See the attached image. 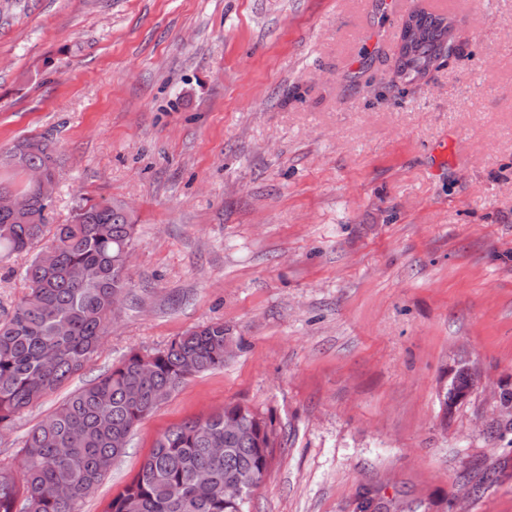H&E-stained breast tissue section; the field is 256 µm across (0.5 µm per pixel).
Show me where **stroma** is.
Returning a JSON list of instances; mask_svg holds the SVG:
<instances>
[{"mask_svg": "<svg viewBox=\"0 0 512 512\" xmlns=\"http://www.w3.org/2000/svg\"><path fill=\"white\" fill-rule=\"evenodd\" d=\"M456 51L395 77L403 22ZM42 135L49 214L115 197L132 286L97 353L0 433L27 432L130 352L220 320L81 505L106 512L172 425L239 403L277 434L250 512H512V0H0V154ZM29 254L0 256V313ZM481 377L452 408L456 372Z\"/></svg>", "mask_w": 512, "mask_h": 512, "instance_id": "1", "label": "stroma"}]
</instances>
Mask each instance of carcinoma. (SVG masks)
Segmentation results:
<instances>
[{
    "mask_svg": "<svg viewBox=\"0 0 512 512\" xmlns=\"http://www.w3.org/2000/svg\"><path fill=\"white\" fill-rule=\"evenodd\" d=\"M397 50L400 78L423 77L455 50L451 22L419 9L408 16ZM22 167L39 170L54 185L58 160L43 136L17 141ZM28 197V210L0 208V253L42 247L24 271L26 292L0 319V431L27 408L57 391L97 351L114 310L131 288L132 211L114 198L78 205L68 224L49 228L53 195L25 181L23 172L0 176V197ZM78 268L83 278L73 280ZM224 322L200 325L149 354L132 352L96 381L70 393L26 437L22 477L0 468V512H78L80 504L125 453L113 447L186 379L224 367ZM470 375L461 370L444 394L454 402L466 394ZM240 435L224 432L229 422ZM277 436L271 426L241 404L186 421L165 431L137 474L112 498L107 512H248L252 493L270 465ZM224 444L225 455L212 448ZM240 481L243 494L224 495V482ZM69 491L67 498L59 495Z\"/></svg>",
    "mask_w": 512,
    "mask_h": 512,
    "instance_id": "cac0c4a2",
    "label": "carcinoma"
}]
</instances>
